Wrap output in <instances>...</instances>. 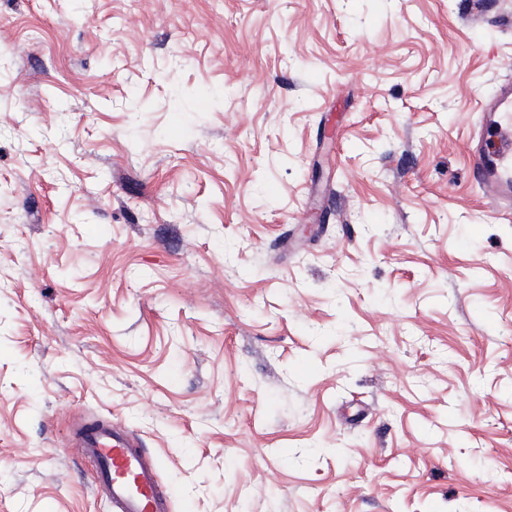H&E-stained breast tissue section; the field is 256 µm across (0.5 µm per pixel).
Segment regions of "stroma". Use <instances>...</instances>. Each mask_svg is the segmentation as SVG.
I'll use <instances>...</instances> for the list:
<instances>
[{"label":"stroma","mask_w":512,"mask_h":512,"mask_svg":"<svg viewBox=\"0 0 512 512\" xmlns=\"http://www.w3.org/2000/svg\"><path fill=\"white\" fill-rule=\"evenodd\" d=\"M512 0H0V512H512ZM478 138L468 148L473 179L484 184L494 210L512 219V81L501 84L493 96L480 103ZM491 133L494 148L483 146V134ZM73 447L96 463L95 485L111 512H171L153 459L117 423L84 427Z\"/></svg>","instance_id":"1"}]
</instances>
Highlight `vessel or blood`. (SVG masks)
I'll list each match as a JSON object with an SVG mask.
<instances>
[{
  "label": "vessel or blood",
  "instance_id": "obj_1",
  "mask_svg": "<svg viewBox=\"0 0 512 512\" xmlns=\"http://www.w3.org/2000/svg\"><path fill=\"white\" fill-rule=\"evenodd\" d=\"M479 130L494 137L493 150L481 139L471 140L468 157L475 181L484 184L494 210L512 219V81L501 84L480 103ZM75 450L97 466L95 485L111 512H171L154 460L137 448L119 424L84 427Z\"/></svg>",
  "mask_w": 512,
  "mask_h": 512
}]
</instances>
